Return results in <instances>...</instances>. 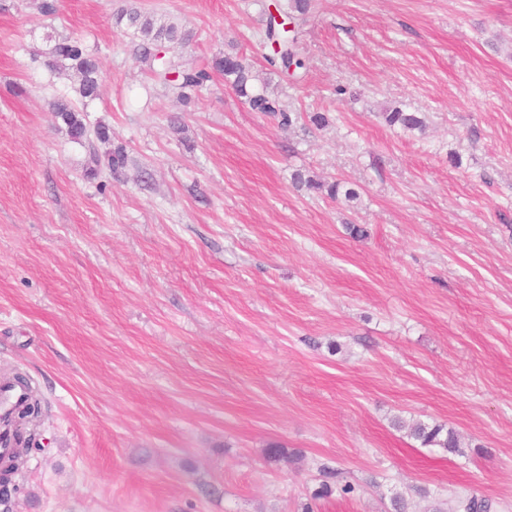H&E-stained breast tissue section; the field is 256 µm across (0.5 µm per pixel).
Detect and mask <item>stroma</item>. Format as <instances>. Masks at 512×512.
Here are the masks:
<instances>
[{
	"instance_id": "obj_1",
	"label": "stroma",
	"mask_w": 512,
	"mask_h": 512,
	"mask_svg": "<svg viewBox=\"0 0 512 512\" xmlns=\"http://www.w3.org/2000/svg\"><path fill=\"white\" fill-rule=\"evenodd\" d=\"M39 2L0 0V375L40 400L0 512H512V0H316L294 83L264 67V0H139L195 32L186 66L242 54L322 129L219 76L179 103L126 0ZM64 37L100 70L79 142L50 111L77 100L46 65ZM324 465L352 493L315 498ZM384 120L389 126H399L406 131H423L425 128V116L421 112H412L402 108H395L391 112H385ZM293 183L300 187L305 186L307 189H313L320 192L325 191L326 195L331 199H337L344 196L345 201L353 202L357 200L358 193L353 188L345 187L341 182L324 183L309 176L305 171L297 170L292 176ZM411 435L425 447H438L451 452H458L460 448L455 433L443 424H416L411 428Z\"/></svg>"
}]
</instances>
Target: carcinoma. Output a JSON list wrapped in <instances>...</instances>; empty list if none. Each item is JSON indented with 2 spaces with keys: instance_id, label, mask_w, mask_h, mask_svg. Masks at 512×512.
Returning <instances> with one entry per match:
<instances>
[{
  "instance_id": "cac0c4a2",
  "label": "carcinoma",
  "mask_w": 512,
  "mask_h": 512,
  "mask_svg": "<svg viewBox=\"0 0 512 512\" xmlns=\"http://www.w3.org/2000/svg\"><path fill=\"white\" fill-rule=\"evenodd\" d=\"M313 8L314 0H285L277 4L278 14L267 13L264 37L274 45V55L264 57L267 70L288 77L292 71L305 66L301 58L300 40L295 37L294 29H285V24L294 22L301 25ZM116 23L124 25L135 54L148 64L156 81L176 98L189 99L193 92L212 81L214 75L220 74L226 84L246 99L252 111L272 118L281 127H290L298 121L299 115L289 108L280 95L268 91L266 84H258L259 74L237 52L216 55L202 66L184 67L180 62V50L193 41L194 34L178 18L144 11L132 3L116 13ZM46 65L52 71L75 73L78 77L75 92L80 98L93 99L97 96L98 66L82 40L67 37L55 41ZM51 112L62 121L73 138L79 140L86 135L80 110L70 100L60 98L54 101ZM384 120L390 126H399L410 132H421L425 128L422 113L402 108L384 113ZM292 180L298 187L324 191L331 199L342 196L345 201L352 202L358 198L355 189L347 188L339 181L326 184L302 170L296 171ZM411 435L425 447H438L451 452H457L460 448L455 433L443 424H416L411 428Z\"/></svg>"
}]
</instances>
